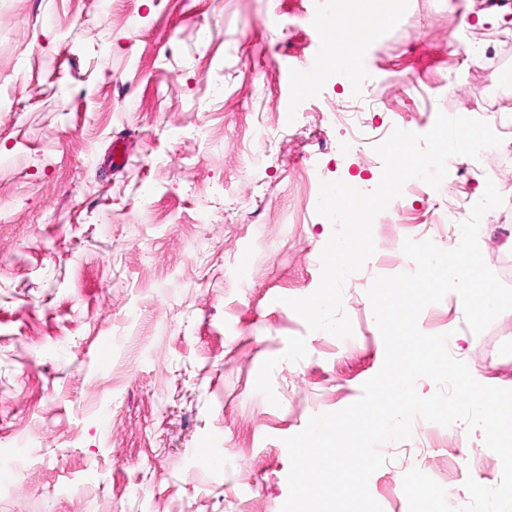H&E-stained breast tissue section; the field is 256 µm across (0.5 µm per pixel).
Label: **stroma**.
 Returning a JSON list of instances; mask_svg holds the SVG:
<instances>
[{
  "label": "stroma",
  "mask_w": 512,
  "mask_h": 512,
  "mask_svg": "<svg viewBox=\"0 0 512 512\" xmlns=\"http://www.w3.org/2000/svg\"><path fill=\"white\" fill-rule=\"evenodd\" d=\"M305 0H0V512H280L285 438L358 400L385 346L367 289L413 271L402 244L458 238L373 227L343 290L353 334L309 331L285 298L312 294L335 226L306 212L320 182L374 189L382 161L344 162L345 83L298 94L325 54ZM364 118L380 138L438 113L494 122L512 108V7L401 0L360 52ZM416 91L400 93L394 76ZM340 111H330L328 100ZM122 141L128 163L113 167ZM478 243L512 287V202ZM489 386H512V310L481 334L447 294L419 316ZM368 487L408 512L413 468L467 504L500 483L482 430L421 418L382 445Z\"/></svg>",
  "instance_id": "35a3bbf8"
}]
</instances>
